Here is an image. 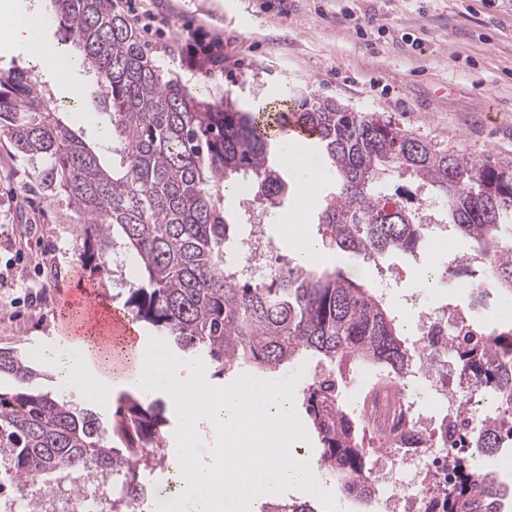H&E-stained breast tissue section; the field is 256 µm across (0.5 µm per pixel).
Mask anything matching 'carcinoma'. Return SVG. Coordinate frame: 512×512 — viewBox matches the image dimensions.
Instances as JSON below:
<instances>
[{
	"mask_svg": "<svg viewBox=\"0 0 512 512\" xmlns=\"http://www.w3.org/2000/svg\"><path fill=\"white\" fill-rule=\"evenodd\" d=\"M53 18L79 48L100 88L112 152L103 167L94 150L59 117L39 76L0 74V141L40 160L38 180L64 195L81 217L77 259L82 266L112 261L119 235L138 265L126 311L163 334L184 355L220 366L217 374L272 373L298 359L319 367L303 389V405L319 441L323 475L342 495L372 498L362 422L342 398V369L365 365L400 382L413 373L414 354L396 316L372 289L339 268L294 260L257 281L225 261L228 227L221 196L225 181L252 185L253 199L270 215L290 196L293 182L270 142V113L230 99L193 94L182 79L153 60L135 28L112 0H52ZM224 64L212 45L190 50L187 65L209 73ZM315 136L333 188L316 213L322 246L377 264L394 252H413L425 239L422 213L388 194L389 178L405 175L446 202L441 223L493 260L492 287L512 296V161L453 154L414 135L389 115L357 112L328 98L294 101L288 118ZM454 356L470 391L466 404L491 396L497 408L475 427L437 439L441 448H469L475 470L448 493L445 512H508V492L482 459L512 441V329L499 328L482 348L458 344ZM0 373L18 381L0 392V495L32 476L54 477L43 489L65 490L81 474L112 489V512L148 502L159 492L139 478L163 457L165 404L127 395L112 423L90 408L42 393L34 364L0 348ZM119 440L122 447L114 446ZM257 512H321L310 501L279 497Z\"/></svg>",
	"mask_w": 512,
	"mask_h": 512,
	"instance_id": "obj_1",
	"label": "carcinoma"
}]
</instances>
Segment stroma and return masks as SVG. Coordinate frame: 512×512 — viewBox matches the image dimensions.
I'll return each instance as SVG.
<instances>
[{"label": "stroma", "instance_id": "obj_1", "mask_svg": "<svg viewBox=\"0 0 512 512\" xmlns=\"http://www.w3.org/2000/svg\"><path fill=\"white\" fill-rule=\"evenodd\" d=\"M124 13L140 11L135 27L153 59L191 91H220L241 107L316 95L361 112H383L416 136L452 153L512 160V0H115ZM374 28L359 35L358 19ZM412 46H405V39ZM224 47L223 68L189 71L181 49L196 41ZM82 102L72 103L52 79L42 90L63 108L62 118L112 163V144L95 129L98 87L88 73ZM36 163L0 143V347L36 356L56 345L79 313L76 293L95 286L124 306L138 278L120 253L124 273L80 267L75 247L80 216L66 197L42 190ZM419 254L396 252L366 281L398 316L413 319L405 294L419 291L434 307L450 300L471 308L480 322L512 326L495 290L479 286L482 272L456 287L417 290ZM288 497L319 501L325 512H369L343 497L336 482Z\"/></svg>", "mask_w": 512, "mask_h": 512}]
</instances>
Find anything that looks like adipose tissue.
<instances>
[{
  "instance_id": "adipose-tissue-1",
  "label": "adipose tissue",
  "mask_w": 512,
  "mask_h": 512,
  "mask_svg": "<svg viewBox=\"0 0 512 512\" xmlns=\"http://www.w3.org/2000/svg\"><path fill=\"white\" fill-rule=\"evenodd\" d=\"M0 41L29 54L42 72L65 83L74 98H82L81 83L71 79L81 67L80 59L48 39L27 0H0ZM101 333L98 321H84L67 346L45 348L42 358L65 386L96 401L110 398L117 385L145 393L146 382L166 372L174 395L185 404L186 423L192 426L198 419H205L215 432L223 434L232 450L225 464L228 475L223 490L203 487L214 465L195 467L182 477L178 491L161 501L159 512H178L185 497L194 501L197 512H221L229 500L258 503L291 485L313 486L314 470L292 454L301 446L305 431L289 414L294 393L288 385L253 376L225 386L223 399L208 403L204 400L205 386L178 359L138 346L131 349L129 378L120 380L113 376L111 351L100 347ZM247 423L255 429L249 437L241 434ZM259 457L266 461L260 470L252 465Z\"/></svg>"
}]
</instances>
